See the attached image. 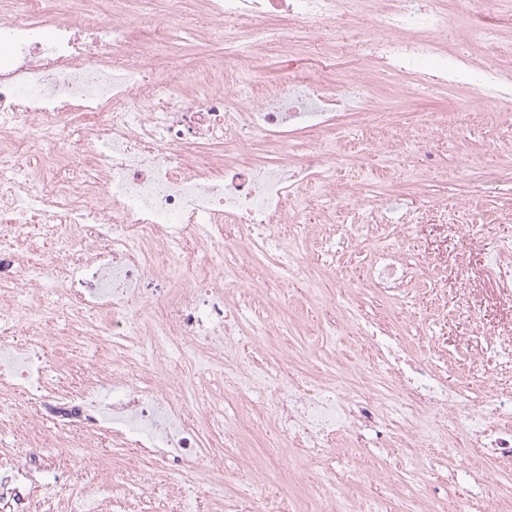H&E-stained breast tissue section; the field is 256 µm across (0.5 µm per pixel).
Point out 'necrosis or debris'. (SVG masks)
<instances>
[{
  "instance_id": "1",
  "label": "necrosis or debris",
  "mask_w": 512,
  "mask_h": 512,
  "mask_svg": "<svg viewBox=\"0 0 512 512\" xmlns=\"http://www.w3.org/2000/svg\"><path fill=\"white\" fill-rule=\"evenodd\" d=\"M163 2L165 22L150 26L129 0H0V430L11 436L0 512H106L114 491L157 486L168 470L179 476L169 497L191 483L206 488V512H221L224 400L197 402L193 384L206 375L228 390L254 386L257 369L240 354L273 344L280 304L267 297L254 322L232 317L256 291L228 286L220 260L249 267L273 243L274 267L303 273L288 239L310 219L317 248L353 242L299 192L317 185L351 212L356 188L337 181L328 152L291 146L293 135L335 134L351 98L375 150L391 151L376 134L386 77L453 90L464 111L512 104V66L448 47L489 0H198L193 37L223 30L230 64L202 56L187 71L151 65L182 22L177 0ZM298 42L319 70L300 69ZM268 52L281 60L278 81L237 96ZM344 59L363 63L360 81L336 82ZM437 264L382 253L364 283L388 296L424 286ZM339 313L399 386L352 370L332 405L293 380L267 391L252 411L287 446L358 448L374 421L386 447L415 452L429 445L421 419L454 417L465 429L480 422L487 456L512 464L511 394L464 403L463 387L410 354L405 337L355 306ZM72 371L80 385L63 382ZM48 424L63 430L61 447L80 449L78 471L50 467L38 441ZM104 432L136 449L139 465H101ZM38 473L52 486L79 481L66 508L36 495ZM287 486V470L275 471L261 492L238 493V512H282Z\"/></svg>"
}]
</instances>
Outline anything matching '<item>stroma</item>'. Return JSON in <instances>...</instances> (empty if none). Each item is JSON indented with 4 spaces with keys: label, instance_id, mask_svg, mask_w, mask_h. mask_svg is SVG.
Listing matches in <instances>:
<instances>
[{
    "label": "stroma",
    "instance_id": "35a3bbf8",
    "mask_svg": "<svg viewBox=\"0 0 512 512\" xmlns=\"http://www.w3.org/2000/svg\"><path fill=\"white\" fill-rule=\"evenodd\" d=\"M384 92L396 97L387 126L388 133L400 134L397 150L375 152L364 145L358 163L339 169V179L361 186L373 200L390 199L398 211L423 210L428 221L413 227V243L404 250L414 259L427 247L439 255L441 264L434 278L435 289L407 288L385 297L372 290L356 294L354 289L336 293L328 270L335 249L326 247L315 257L319 275L300 282H263L256 273L245 274V282L255 283L258 293L289 296L307 295L321 309L294 316L283 311L277 329L278 348L266 354L264 365L277 371L281 356H288L290 370L306 383L317 384L325 367L317 343L319 337H333L336 354L373 379L386 376L383 364L364 357L355 337L333 325L323 304L329 296L338 303L359 300L365 313L377 318L396 312L406 323L409 336L422 357L447 374L449 382H465L482 393H512V347L493 345L476 325L512 336V293L497 289L491 265L505 247H512V143L496 137L499 119L488 114L466 124L442 122L427 138L415 136L421 109L448 111L451 96L425 91L404 96L398 82L385 83ZM432 164H424L423 156ZM482 205L483 217L472 223L465 199ZM363 213L348 216L359 250L349 263L355 273H363L371 252L400 247L390 233L370 236ZM401 248V247H400ZM255 392L246 390L224 398V512H233V492L243 488L268 462L267 450L278 447L274 431L261 432L251 416ZM450 421L431 434L429 448L412 452L405 448H383L378 433L367 430L361 448L324 449L314 461L300 449H280L282 461L295 481L289 484V512H388L401 506L404 512H439L451 492L466 502V512H494L497 491L512 489V479L502 475H476L474 463L481 450L463 440L464 452L448 456V434L457 432Z\"/></svg>",
    "mask_w": 512,
    "mask_h": 512
}]
</instances>
